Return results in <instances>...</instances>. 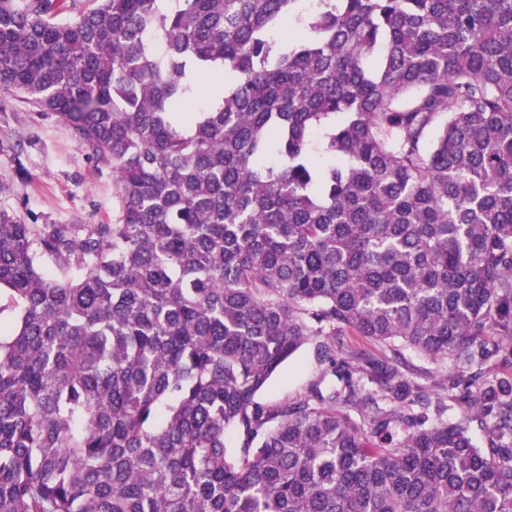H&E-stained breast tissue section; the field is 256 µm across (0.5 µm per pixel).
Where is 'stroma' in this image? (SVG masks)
Returning a JSON list of instances; mask_svg holds the SVG:
<instances>
[{
    "mask_svg": "<svg viewBox=\"0 0 512 512\" xmlns=\"http://www.w3.org/2000/svg\"><path fill=\"white\" fill-rule=\"evenodd\" d=\"M0 184V209L27 224H109L118 211L111 167L80 148L67 123L19 94H0ZM320 371L313 349L302 350L281 366L263 401L295 400Z\"/></svg>",
    "mask_w": 512,
    "mask_h": 512,
    "instance_id": "35a3bbf8",
    "label": "stroma"
}]
</instances>
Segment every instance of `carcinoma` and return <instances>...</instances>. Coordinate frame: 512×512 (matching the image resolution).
<instances>
[{"label":"carcinoma","instance_id":"1","mask_svg":"<svg viewBox=\"0 0 512 512\" xmlns=\"http://www.w3.org/2000/svg\"><path fill=\"white\" fill-rule=\"evenodd\" d=\"M91 2L0 0L118 204L0 210V512H512V0ZM320 371L313 347L302 350L281 366L263 393V401L283 404L295 400L319 376ZM406 356L415 369H417L416 372L418 375L421 376V378L414 376L415 380L426 387V391L431 400L442 401L445 404L453 406L454 409L452 412H459L465 409L460 406H456L450 399H448V392L443 390L438 384L441 376L449 369L448 363L438 366L420 358L417 354L411 351H406Z\"/></svg>","mask_w":512,"mask_h":512}]
</instances>
